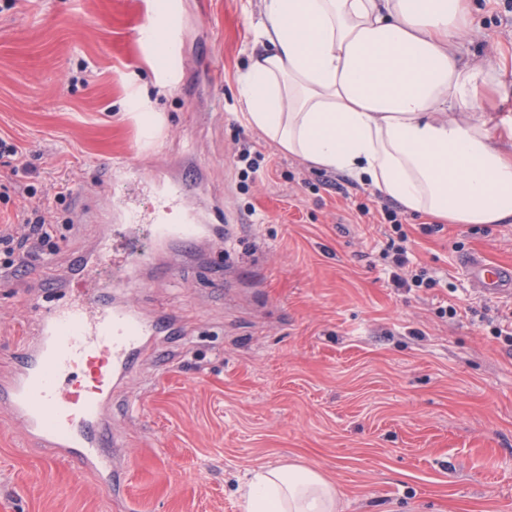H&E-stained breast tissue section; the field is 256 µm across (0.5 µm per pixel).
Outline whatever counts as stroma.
<instances>
[{
  "label": "stroma",
  "instance_id": "stroma-1",
  "mask_svg": "<svg viewBox=\"0 0 512 512\" xmlns=\"http://www.w3.org/2000/svg\"><path fill=\"white\" fill-rule=\"evenodd\" d=\"M179 52L160 63L140 30L155 0H0V136L29 174L0 159V225L37 193L65 224L114 203L150 214L152 181L193 180L198 208L228 235L112 294L184 333L165 337L112 402L122 507L78 459L47 451L0 412V512H242L237 488L269 464L315 468L339 512H512V347L460 270L479 254L512 265V224H447L403 214L411 269L437 284L391 287L383 199L346 175L283 153L251 127L236 83L256 48L260 0H179ZM464 59L512 62V12L478 0ZM260 153L241 178L233 155ZM72 193L55 197L57 184ZM110 235L117 256L164 251L147 228L82 224L61 239L66 270ZM0 280V375L32 341L24 283ZM454 306L455 317L440 315Z\"/></svg>",
  "mask_w": 512,
  "mask_h": 512
}]
</instances>
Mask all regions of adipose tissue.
Listing matches in <instances>:
<instances>
[{
    "label": "adipose tissue",
    "instance_id": "obj_1",
    "mask_svg": "<svg viewBox=\"0 0 512 512\" xmlns=\"http://www.w3.org/2000/svg\"><path fill=\"white\" fill-rule=\"evenodd\" d=\"M473 0H261L259 45L237 79L245 117L281 151L450 224L512 222L506 62L464 60ZM486 99L489 111L473 103ZM244 512H338L334 484L266 465Z\"/></svg>",
    "mask_w": 512,
    "mask_h": 512
}]
</instances>
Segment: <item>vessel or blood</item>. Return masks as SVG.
Listing matches in <instances>:
<instances>
[{
  "mask_svg": "<svg viewBox=\"0 0 512 512\" xmlns=\"http://www.w3.org/2000/svg\"><path fill=\"white\" fill-rule=\"evenodd\" d=\"M163 198V207L150 219L158 243L193 244L205 236V227L186 208V184L169 183ZM111 251L110 237L101 236L92 253L60 279L41 280V287L71 289L75 295L62 305L39 307L36 344L20 353L10 375L0 377V407L49 448L47 464L76 456L84 468L103 474L104 494L117 499L120 486L110 478L112 458L104 453L111 433L112 394L157 337L174 328L143 318L134 307L114 304L111 294L93 282L92 272ZM462 269L484 297H512V266L468 256Z\"/></svg>",
  "mask_w": 512,
  "mask_h": 512,
  "instance_id": "obj_1",
  "label": "vessel or blood"
}]
</instances>
